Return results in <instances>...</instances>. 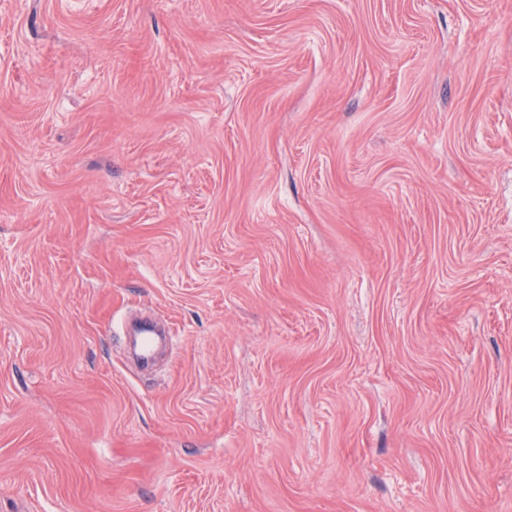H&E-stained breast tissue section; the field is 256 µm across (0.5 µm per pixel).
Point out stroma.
Here are the masks:
<instances>
[{"label": "stroma", "mask_w": 512, "mask_h": 512, "mask_svg": "<svg viewBox=\"0 0 512 512\" xmlns=\"http://www.w3.org/2000/svg\"><path fill=\"white\" fill-rule=\"evenodd\" d=\"M0 512H512V0H0Z\"/></svg>", "instance_id": "obj_1"}]
</instances>
